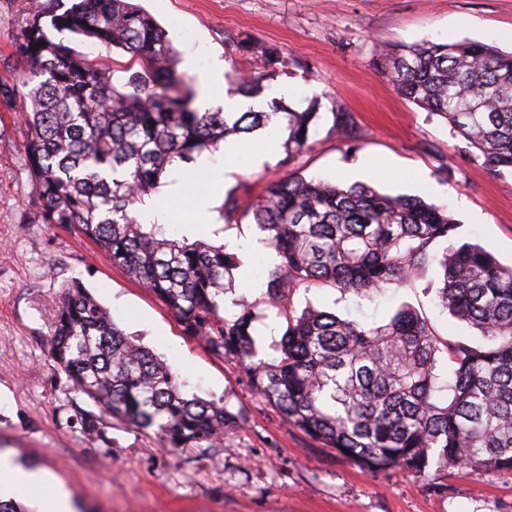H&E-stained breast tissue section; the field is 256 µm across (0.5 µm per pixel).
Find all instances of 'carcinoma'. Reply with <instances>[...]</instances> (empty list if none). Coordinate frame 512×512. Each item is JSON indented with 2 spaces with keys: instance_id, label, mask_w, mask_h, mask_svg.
<instances>
[{
  "instance_id": "carcinoma-1",
  "label": "carcinoma",
  "mask_w": 512,
  "mask_h": 512,
  "mask_svg": "<svg viewBox=\"0 0 512 512\" xmlns=\"http://www.w3.org/2000/svg\"><path fill=\"white\" fill-rule=\"evenodd\" d=\"M84 36L130 55L117 71L78 54L48 29ZM43 43L37 48L35 44ZM12 47L18 76L0 83V105L22 103V148L37 220L76 231L103 251L196 337L242 370L284 420L372 472L424 477L438 470L512 474V265L459 237L442 205L393 196L367 184L343 187L291 173L261 199L231 191L222 213H241L278 257L266 269L271 305L293 285H327L361 296L432 276L442 307L484 343L441 342L425 318L402 305L380 325L308 306L284 310L279 356L258 358V305L235 301L238 256L222 245L177 240L140 222L139 206L225 137H247L279 119L288 154L307 146L317 113L201 112L177 74L166 30L131 0H32ZM407 100L445 119L494 172H512V54L483 42L427 43L387 53ZM267 71L234 82L257 94ZM346 112L332 131L350 138ZM448 355V398L438 397V353ZM49 352L102 416L156 433L171 448H212L239 422L223 405L187 397L169 366L131 342L80 283L65 287Z\"/></svg>"
}]
</instances>
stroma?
I'll list each match as a JSON object with an SVG mask.
<instances>
[{
  "label": "stroma",
  "mask_w": 512,
  "mask_h": 512,
  "mask_svg": "<svg viewBox=\"0 0 512 512\" xmlns=\"http://www.w3.org/2000/svg\"><path fill=\"white\" fill-rule=\"evenodd\" d=\"M163 26L177 51L176 70L198 101L222 107L238 71L262 47L280 62L251 97L254 109L280 104L314 108L320 124L307 146L278 148L259 160L257 145L198 158L194 180L162 186L175 237L224 245L243 261L225 304L258 303L257 345L273 361L281 340L276 308L266 304L263 269L275 254L240 214L199 223L195 196L222 205L229 191L257 198L269 179L291 172L344 186L365 183L388 194L447 205L462 236L512 262V174L487 168L479 152L454 137L447 122L403 98L380 64V51L425 41L465 39L512 51V0H137ZM31 0H0V81L17 76L11 46ZM353 117L352 138L331 131L332 115ZM17 111L0 108V448L15 463L47 473L76 512H512V475L453 470L416 478L373 475L284 422L255 395L240 369L183 334L168 308L96 245L72 231L39 223L24 162ZM82 283L128 337L152 351L186 394L226 406L242 422L212 448H170L151 430L105 418L104 432H83L93 403L49 353V332L63 287ZM414 307L442 340H476L453 319L436 286L417 282L352 301L332 288L291 289L288 304L366 322Z\"/></svg>",
  "instance_id": "stroma-1"
}]
</instances>
